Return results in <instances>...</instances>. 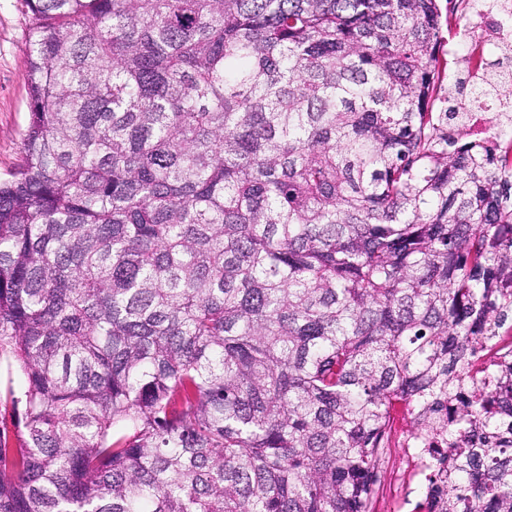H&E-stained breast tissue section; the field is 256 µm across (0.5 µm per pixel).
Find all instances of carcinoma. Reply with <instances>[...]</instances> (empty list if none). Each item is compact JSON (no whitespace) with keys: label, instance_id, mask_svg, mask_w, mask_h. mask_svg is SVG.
<instances>
[{"label":"carcinoma","instance_id":"obj_1","mask_svg":"<svg viewBox=\"0 0 512 512\" xmlns=\"http://www.w3.org/2000/svg\"><path fill=\"white\" fill-rule=\"evenodd\" d=\"M0 512H512V153L437 112L439 0H25ZM400 406L403 417L396 423H389L386 451L381 464L384 466L383 474L379 476L371 501L380 506L397 497L404 477L420 482L431 463L426 448H446L445 444L431 443L426 436L420 434L412 426L410 412Z\"/></svg>","mask_w":512,"mask_h":512}]
</instances>
